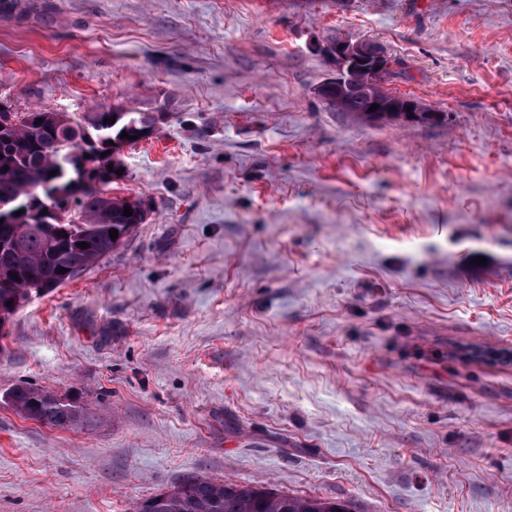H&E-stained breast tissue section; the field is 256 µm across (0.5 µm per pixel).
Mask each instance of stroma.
<instances>
[{"instance_id": "stroma-1", "label": "stroma", "mask_w": 512, "mask_h": 512, "mask_svg": "<svg viewBox=\"0 0 512 512\" xmlns=\"http://www.w3.org/2000/svg\"><path fill=\"white\" fill-rule=\"evenodd\" d=\"M378 43L442 123L364 124L320 48ZM0 104L155 118L112 194L147 218L31 295L0 394V512H132L188 475L512 512V0H16ZM23 418L52 428L73 429L88 420L84 393H49L32 385H18L2 396Z\"/></svg>"}]
</instances>
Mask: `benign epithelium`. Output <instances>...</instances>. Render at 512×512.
<instances>
[{
  "label": "benign epithelium",
  "instance_id": "7a95c632",
  "mask_svg": "<svg viewBox=\"0 0 512 512\" xmlns=\"http://www.w3.org/2000/svg\"><path fill=\"white\" fill-rule=\"evenodd\" d=\"M324 53L336 69V76L321 84L318 94L339 110L352 111L353 95L362 90L377 105L376 115L389 112L392 120L406 123L435 120L429 109L417 100L386 93L391 62L379 44L365 38L340 37L327 44ZM79 187L80 184L74 183L65 191L49 192L44 204L47 213L61 214L64 197L77 192Z\"/></svg>",
  "mask_w": 512,
  "mask_h": 512
}]
</instances>
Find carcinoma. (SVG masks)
Returning <instances> with one entry per match:
<instances>
[{"label":"carcinoma","instance_id":"1","mask_svg":"<svg viewBox=\"0 0 512 512\" xmlns=\"http://www.w3.org/2000/svg\"><path fill=\"white\" fill-rule=\"evenodd\" d=\"M113 118L112 124L104 119ZM40 125H35L36 120ZM153 118L139 112H85L64 121L55 113H9L0 108V203L27 208L21 224H0V339L33 293L57 288L81 275L120 246L146 214L127 205L95 182V158L76 154L87 137L115 142L117 150L134 141L120 138L152 127ZM55 175H50V172ZM83 179L78 193L65 200L66 214L55 222L39 218L47 183L69 185ZM132 215H123L124 207ZM118 230L111 239L109 231ZM90 247L81 249L78 243ZM65 271H60V268ZM13 304H8V301ZM23 418L52 428L72 429L88 420L84 394L49 393L18 385L3 395ZM151 512H356L339 498L302 497L252 484L190 476L149 497Z\"/></svg>","mask_w":512,"mask_h":512}]
</instances>
